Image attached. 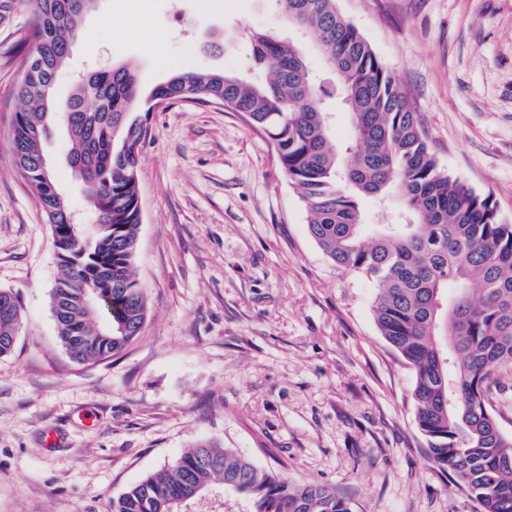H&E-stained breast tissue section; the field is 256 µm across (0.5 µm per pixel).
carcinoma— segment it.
Returning <instances> with one entry per match:
<instances>
[{
  "label": "carcinoma",
  "instance_id": "carcinoma-1",
  "mask_svg": "<svg viewBox=\"0 0 512 512\" xmlns=\"http://www.w3.org/2000/svg\"><path fill=\"white\" fill-rule=\"evenodd\" d=\"M82 0H28L35 46L17 94L22 108L10 132L13 162L50 224L62 273L51 309L62 346L78 362L103 360L137 339L147 316L132 275L141 214L138 182L147 113L157 103L219 104L242 115L273 143L300 194L310 236L339 269L378 288L373 311L387 344L413 369L411 397L425 458L478 504L512 512V435L492 397L512 371V224L495 201L439 167L417 113L395 74L379 59L335 0H276L290 26L316 34L326 64L316 76L298 44L276 32L253 35L264 83L221 72L174 73L142 105L128 67L93 74L61 113L50 90L84 15ZM349 112L353 141L330 140L327 101ZM62 120L69 164L96 215L94 229L70 223L52 173L43 172L49 122ZM379 198L399 212L395 224H368L362 201ZM23 315L17 296L0 289V357L14 350ZM219 485L248 500L252 512H353L318 484L292 483L212 441H201L169 468L146 476L112 512H184L183 503Z\"/></svg>",
  "mask_w": 512,
  "mask_h": 512
}]
</instances>
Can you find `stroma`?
<instances>
[{
    "instance_id": "stroma-1",
    "label": "stroma",
    "mask_w": 512,
    "mask_h": 512,
    "mask_svg": "<svg viewBox=\"0 0 512 512\" xmlns=\"http://www.w3.org/2000/svg\"><path fill=\"white\" fill-rule=\"evenodd\" d=\"M336 8L394 72L439 166L492 194L512 224V0ZM33 23L22 4L0 26V289L23 312L0 357V512H110L201 439L333 489L354 512H476L421 451L413 372L378 332L373 281L322 253L273 146L223 107L151 112L133 261L142 335L102 361L69 357L51 310V228L9 147ZM263 30L314 42L263 0H97L51 96L65 101L81 75L120 64L146 95L181 68L255 79L251 35ZM44 150L86 214L59 126Z\"/></svg>"
}]
</instances>
